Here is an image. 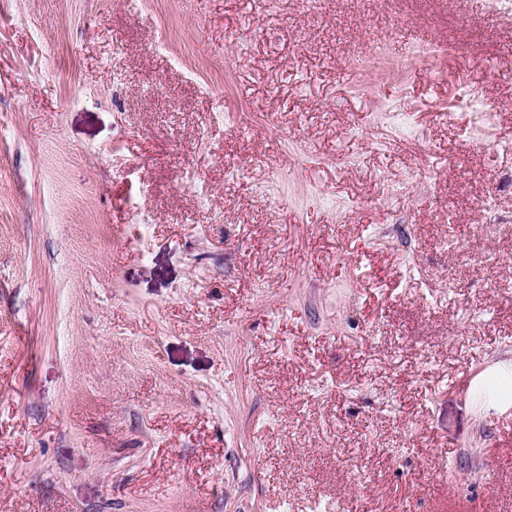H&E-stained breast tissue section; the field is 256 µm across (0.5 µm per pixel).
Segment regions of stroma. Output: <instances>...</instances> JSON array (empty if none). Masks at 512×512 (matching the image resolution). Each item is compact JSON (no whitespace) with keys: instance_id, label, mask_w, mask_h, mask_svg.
<instances>
[{"instance_id":"35a3bbf8","label":"stroma","mask_w":512,"mask_h":512,"mask_svg":"<svg viewBox=\"0 0 512 512\" xmlns=\"http://www.w3.org/2000/svg\"><path fill=\"white\" fill-rule=\"evenodd\" d=\"M510 142L485 0H0V512H512Z\"/></svg>"}]
</instances>
